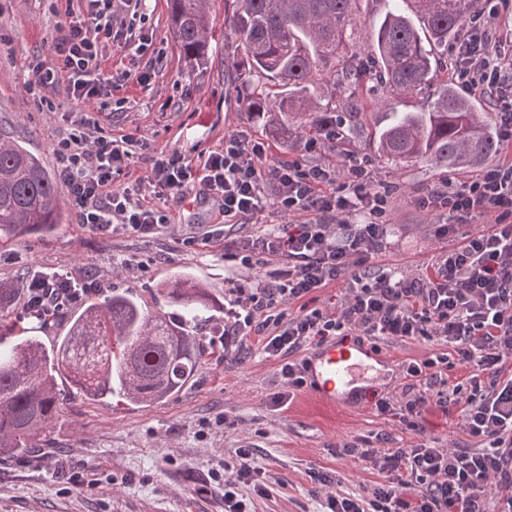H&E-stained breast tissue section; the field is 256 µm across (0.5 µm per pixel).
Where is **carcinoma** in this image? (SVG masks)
I'll use <instances>...</instances> for the list:
<instances>
[{
    "label": "carcinoma",
    "mask_w": 512,
    "mask_h": 512,
    "mask_svg": "<svg viewBox=\"0 0 512 512\" xmlns=\"http://www.w3.org/2000/svg\"><path fill=\"white\" fill-rule=\"evenodd\" d=\"M364 0H226L224 27L238 41L235 63L245 109L276 137L297 141L344 134L335 93L314 96L316 81L348 92L347 114L367 112L356 96L365 76L356 49L376 66L370 79L391 94L413 97L433 86L446 67L448 40L458 35L473 0H385L378 29L363 35L356 22ZM173 34L190 59L213 36L207 0H169ZM375 154L392 165L422 162L450 170L483 164L497 148L489 114L445 82L424 111H395L375 127ZM55 176L38 156L0 132V235L45 233L68 220ZM178 316L150 313L133 296L113 292L74 314L66 335L48 348L36 336L13 337L0 349V453L26 454L57 410V378L83 395L117 394L149 405L177 393L197 371L203 350L196 326L224 304L191 278L166 284Z\"/></svg>",
    "instance_id": "cac0c4a2"
}]
</instances>
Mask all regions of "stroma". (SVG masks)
<instances>
[{
  "instance_id": "obj_1",
  "label": "stroma",
  "mask_w": 512,
  "mask_h": 512,
  "mask_svg": "<svg viewBox=\"0 0 512 512\" xmlns=\"http://www.w3.org/2000/svg\"><path fill=\"white\" fill-rule=\"evenodd\" d=\"M225 0H209L214 37L203 60L185 58L171 33L169 0H145V20L122 45L102 41L100 70L109 83L96 104L58 88L52 108L25 93L29 66L51 59L60 23L84 18L85 0H0V129L56 170L55 143L77 124L95 136H130L148 147L195 157L235 133L267 144L266 163L279 160L321 165L341 175L345 164L371 161L375 184L390 192V223L383 248L368 264L369 276L383 272L426 275L440 253L466 236L490 231L493 213L459 226L455 236L438 234L443 219L419 206L444 184L476 177V170L451 172L421 162L393 166L376 161L370 126L336 140L333 148L308 151L305 143L283 145L244 112L233 62L236 42L224 33ZM147 81L138 75L146 64ZM168 217L159 232L141 237L122 228L101 235L77 220L48 234L0 237V283L23 287L34 269L62 268L85 285L83 303L103 302L111 291L132 294L152 312L168 311L165 284L185 272L215 299L230 281L249 282L261 268H246L224 257L225 240L279 230L288 217L273 211L223 224L201 185L158 200ZM223 224L224 239L209 237ZM230 313L216 314L197 327L204 355L193 378L175 395L149 406L119 397L95 400L67 381L58 388L59 409L36 437L28 455H0V512H224V460L235 449H252L265 469L269 496L240 486L251 512H322L314 472L327 475L329 491L366 496L383 480L368 461L339 455L340 445L409 448L418 435L401 421L413 398L406 367L434 354H451L441 341L373 338L337 332L336 346L367 351L355 372L356 386L343 403L330 404L310 387L289 391L280 360L268 357L263 335L249 330L225 337ZM472 369L448 373L447 411L427 406L423 425L439 448L475 449L483 440L464 428L461 410L472 393ZM284 405H272L276 393ZM388 402L380 411L379 402Z\"/></svg>"
}]
</instances>
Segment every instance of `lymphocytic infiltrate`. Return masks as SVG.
I'll list each match as a JSON object with an SVG mask.
<instances>
[{
  "instance_id": "f902f5d3",
  "label": "lymphocytic infiltrate",
  "mask_w": 512,
  "mask_h": 512,
  "mask_svg": "<svg viewBox=\"0 0 512 512\" xmlns=\"http://www.w3.org/2000/svg\"><path fill=\"white\" fill-rule=\"evenodd\" d=\"M86 19L62 25L55 40L53 63L32 67L26 87L37 105H49V90L67 82L84 102L101 92L98 43L111 38L116 10L139 19L143 0H87ZM471 14L457 45L453 78L471 90L501 92L512 77V51L490 50L485 32L500 13L493 0ZM54 152L57 174L67 187L80 224L108 232L113 226L149 237L165 216L158 200L182 194L190 184H203L224 217L210 237L224 227L265 210L294 217L287 232L225 241L226 258L250 265L278 259L267 279L230 283L228 296L243 310L230 335L260 322L269 329L265 352L283 359L281 373L289 389L303 387L299 369L287 355L322 341L342 329L391 339L424 337L447 342L458 364L472 367L489 386L467 399L463 425L486 448H436L421 442L410 448H353L342 455L369 461L384 473L370 501L327 494L325 512H490L491 493H498L500 512H512V158L484 170L475 179L424 198V209L447 211L445 233L478 214L495 212L492 230L466 237L463 244L439 255L426 279L383 273L367 278L364 267L383 247L387 234L389 194L372 181L368 161L350 164L346 180L335 184L328 169L295 162L265 163L266 148L239 135L225 136L223 147L188 159L179 153L137 151L131 137L118 140L76 129L59 140ZM145 173L154 199L116 188V174L130 167ZM348 293L340 311L314 308L291 315L288 303L300 301L337 281ZM27 303L57 314L76 302L79 293L67 273L32 271L25 285ZM262 470L248 448L236 449L224 463V512H249L239 486L252 483L266 494Z\"/></svg>"
}]
</instances>
